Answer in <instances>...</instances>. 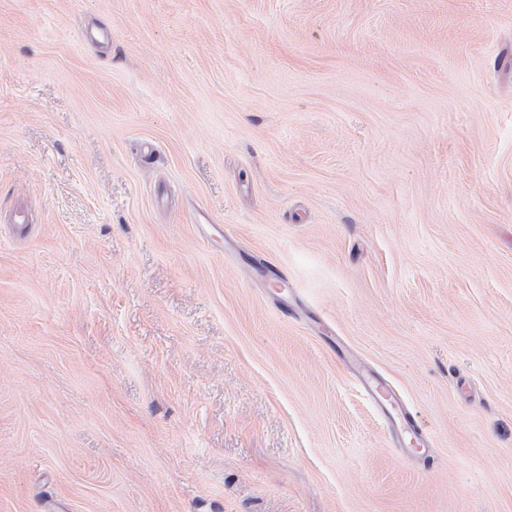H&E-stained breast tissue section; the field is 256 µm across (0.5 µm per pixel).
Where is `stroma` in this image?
Listing matches in <instances>:
<instances>
[{"label":"stroma","mask_w":512,"mask_h":512,"mask_svg":"<svg viewBox=\"0 0 512 512\" xmlns=\"http://www.w3.org/2000/svg\"><path fill=\"white\" fill-rule=\"evenodd\" d=\"M0 512H512V0H0ZM356 378L379 417L387 422L395 447L410 454L425 453L431 448L430 437L422 425L385 382L368 369L359 370Z\"/></svg>","instance_id":"stroma-1"}]
</instances>
